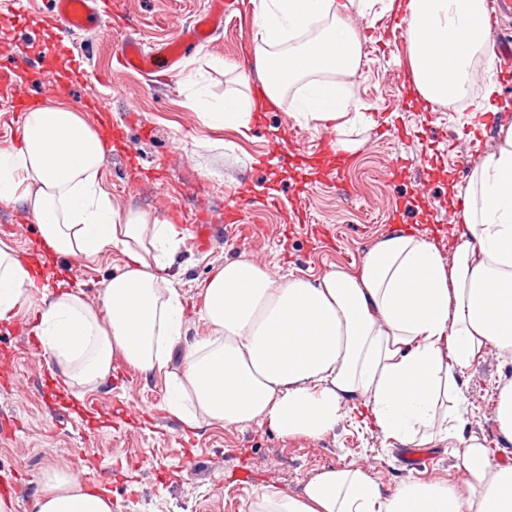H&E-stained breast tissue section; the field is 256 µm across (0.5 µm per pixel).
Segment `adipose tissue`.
I'll return each instance as SVG.
<instances>
[{
  "label": "adipose tissue",
  "instance_id": "ef3b65f1",
  "mask_svg": "<svg viewBox=\"0 0 512 512\" xmlns=\"http://www.w3.org/2000/svg\"><path fill=\"white\" fill-rule=\"evenodd\" d=\"M408 16L409 71L427 102L452 107L477 80L475 55L493 60L486 0H394ZM372 0H259L255 62L267 105L290 86L306 92L297 119L334 124L337 149L354 150L345 126L344 77L358 44L340 14ZM318 34H311L315 23ZM303 44H296L298 36ZM99 129L60 99L27 113L22 137L0 149V202L24 208L49 254L92 258L119 252L125 269L97 303L82 291L36 280L26 259L0 247V322L34 312L37 336L68 389H91L121 357L165 378V408L189 430L260 420L286 436L321 438L346 410L365 407L387 439L460 444L462 485L402 480L391 495L350 463L328 468L296 495H263L255 512H512V465L493 462L477 434H464V376L486 348L512 355V123L458 192L452 247L392 232L359 268L309 280L274 278L249 259L225 261L207 279L198 315L207 337L186 340L182 297L165 272L182 242L176 225L121 210L102 185ZM180 363H173L175 349ZM34 512H112L111 498L65 474L49 477Z\"/></svg>",
  "mask_w": 512,
  "mask_h": 512
}]
</instances>
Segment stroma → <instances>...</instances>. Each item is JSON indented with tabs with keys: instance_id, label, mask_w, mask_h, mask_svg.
<instances>
[{
	"instance_id": "obj_1",
	"label": "stroma",
	"mask_w": 512,
	"mask_h": 512,
	"mask_svg": "<svg viewBox=\"0 0 512 512\" xmlns=\"http://www.w3.org/2000/svg\"><path fill=\"white\" fill-rule=\"evenodd\" d=\"M206 6L207 0H112L113 13L133 17L132 36L148 46L173 38ZM50 8V0H22L20 10L0 11V60L24 48L32 71L40 70L39 18ZM343 21L354 30L363 57L345 79L347 90L368 117L349 134L359 147L347 154L346 195L336 189L334 160L304 176L288 153L291 131L309 146L331 135L323 123H297L284 108L254 111L245 132L209 123L201 101L217 104L249 94L240 76L256 73L249 51L255 32L233 21L184 57L168 84L155 87L146 75L114 70V31L105 23L71 35L56 62L60 69L79 66L78 82L36 83L30 89L39 101L63 98L87 120L104 121L111 149L102 178L121 208L165 219L170 196L178 191L203 223L214 226L215 243L204 251L181 245L167 273L185 298L189 340L208 334L196 308L202 284L224 260L245 257L276 277L312 280L333 268L355 270L396 226L437 237L440 249L448 247L456 187L481 160L471 152L475 129L469 115L410 98L409 71L399 64L408 26L389 0H376L366 15L347 14ZM87 98L105 103L106 112L86 110ZM399 158L404 166L388 178L387 169ZM133 164L149 174L134 194L125 186ZM232 191L241 192L246 219L268 227L265 238L225 232ZM21 213L20 206L0 203V244L24 256L26 239L38 227L19 222ZM122 269L121 255L112 250L92 260L62 257L41 266L44 275L79 282L93 304ZM33 322L25 313L0 324V356L16 359L14 378L0 380V476L17 481L15 501L0 500V512H33L53 472L97 488L96 464L114 474L107 490L112 512H180L183 502L189 512H252L261 493H299L320 470L353 462L368 469L387 495L408 476L463 482L455 449L430 444L429 467L416 469L401 458L399 443L349 418L319 439L288 437L265 422L186 430L163 408L162 377L140 373L118 358L111 377L86 390L80 401L53 396L48 360L29 345ZM508 381L512 357L490 347L467 371L461 394L465 433L484 439L500 464H512V445L503 442L496 421L497 387Z\"/></svg>"
}]
</instances>
